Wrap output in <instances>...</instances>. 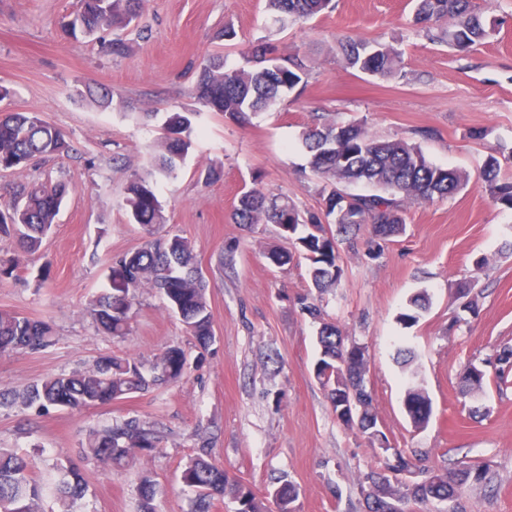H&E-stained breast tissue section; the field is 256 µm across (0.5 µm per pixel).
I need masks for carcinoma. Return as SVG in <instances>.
<instances>
[{
    "label": "carcinoma",
    "instance_id": "1",
    "mask_svg": "<svg viewBox=\"0 0 512 512\" xmlns=\"http://www.w3.org/2000/svg\"><path fill=\"white\" fill-rule=\"evenodd\" d=\"M146 0H78L73 13L71 30L74 38H96L101 31H123L131 27L144 9ZM332 0H266L268 10L284 26L306 21L331 8ZM450 20L448 38L459 48H471L489 35L475 0H416V23ZM347 67L369 75L394 77L399 72L401 52L393 44L379 41L347 40L339 43ZM309 71L307 59L298 54L283 58L276 47L261 42L246 54V65L228 67L220 55L203 60L198 81L192 95L204 106L225 117L246 122L250 117L266 112L273 103L294 91ZM191 119L188 112H169L162 124L163 137L157 143L153 167L163 176L175 173L179 161L171 155L170 144L175 136L183 135L184 150L192 148ZM302 145L309 155L312 172L320 180L318 188L323 215L301 210L286 196L265 193L259 188L244 191L233 210V221L249 230L258 224L291 226L292 232L279 231V237L293 245L309 262L313 288L322 293L340 285L343 268L336 236L325 225H337L338 234L349 244H355L362 225H369V251L380 243L403 233L406 207L436 199L455 196L470 184L465 171L443 167L429 162L419 148L402 138L384 139L372 134L363 123L343 124L327 114L315 115L301 133ZM65 149L62 134L40 116L15 112L0 119V161L9 167L24 165L35 158H49ZM497 152L487 155L481 188L490 198L512 208V179L503 178ZM364 184L373 189L369 194L353 195L359 220L350 221L342 215L345 207V187ZM153 185L136 175L125 189V207L130 223L140 225L147 233L154 226L166 223L161 201L148 208L140 206V198L153 193ZM69 187L64 183L18 185L10 193L7 211L13 220L7 221L0 211V234L14 236L26 252L38 250L50 232ZM108 292L94 302V312L104 333L125 336L130 331L131 310L140 290L152 288L164 300L169 311L177 315L185 331L198 346L207 348L213 340V316L206 298V281L195 266L191 242L178 234L164 238H150L138 250L127 253L112 262L108 277ZM428 298L417 295L409 299L408 312L401 314L405 322H415L426 310ZM301 310L320 323L317 344L318 360L328 364L336 355V348L345 346L343 330L322 318L319 305L304 298ZM53 329L45 321H35L0 310V353L17 349H36L52 342ZM416 355L408 347H400L396 361L408 371L404 407L410 422L416 424L431 410L427 393L412 381L415 371L411 365ZM188 370L186 352L180 347L167 349L159 359L156 370L147 374L133 357L105 355L86 371L54 376L33 385L23 396L24 402L42 407L57 406L81 411L92 404L104 405L123 400L136 393L180 380ZM360 365L349 375L336 379V373L320 371L315 379L327 394L330 403L336 402V392L354 389L365 407L363 421L378 420L372 393L358 388L356 377ZM512 347L497 353L494 373L471 363L463 377L462 391L481 394L488 381L500 389L512 384ZM161 443V436L152 425L137 418H129L109 428L90 433L85 455L107 467H126L139 455L153 453ZM417 454L407 455L396 448L392 457L385 458L384 470L366 473L359 486L386 479L384 471L392 467L410 470L417 467ZM423 478L415 485L391 486L388 498L368 507V512H405L409 502L426 503L430 500L448 501L449 512H459L457 502L470 487L481 486L493 491L495 474L486 465H463L455 468H428L420 470ZM184 485L193 495L192 512H210L212 501L226 494L238 502V512H265L262 501L252 489L229 477L223 468L202 456L190 459L182 473ZM86 483L80 471L71 467L57 483L43 482L33 476V463L7 448H0V512H39V502L57 492L63 512H68L69 501L83 495ZM274 505L277 512H298L299 487L281 480ZM139 494L143 512H153V484L149 477L141 480Z\"/></svg>",
    "mask_w": 512,
    "mask_h": 512
}]
</instances>
